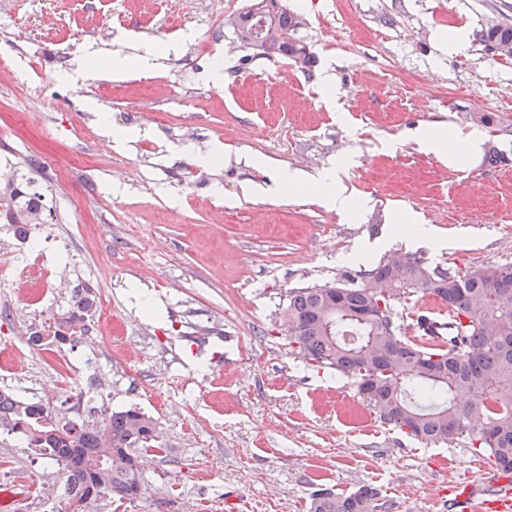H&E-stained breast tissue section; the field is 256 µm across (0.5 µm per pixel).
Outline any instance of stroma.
<instances>
[{
	"label": "stroma",
	"instance_id": "stroma-1",
	"mask_svg": "<svg viewBox=\"0 0 512 512\" xmlns=\"http://www.w3.org/2000/svg\"><path fill=\"white\" fill-rule=\"evenodd\" d=\"M246 3L0 0V153L50 213L34 253L0 223V389L76 419L134 406L157 422L146 493L85 512H310L317 489L362 486L379 493L371 512H448L493 467L381 424L353 378L294 354L283 311L289 289L358 280L393 255L512 263V61L480 38L489 20L512 24V0H288L307 71L236 48L224 17ZM449 30L463 43L442 46ZM149 43L163 48L149 75L62 78L77 52L132 60ZM102 112L138 137L115 145ZM433 124L481 128L500 162L424 153L417 133ZM339 158L369 202L359 218L276 185ZM404 214L437 245L391 236ZM77 287L96 297L93 341L31 345ZM395 308L410 340L421 313L448 318L428 295ZM24 476L36 488L9 512H52L57 465L0 436V489Z\"/></svg>",
	"mask_w": 512,
	"mask_h": 512
}]
</instances>
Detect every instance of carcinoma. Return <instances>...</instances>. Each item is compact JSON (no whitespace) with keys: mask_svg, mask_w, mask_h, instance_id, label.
<instances>
[{"mask_svg":"<svg viewBox=\"0 0 512 512\" xmlns=\"http://www.w3.org/2000/svg\"><path fill=\"white\" fill-rule=\"evenodd\" d=\"M303 25V16L283 0H253L224 17V28L250 56L287 59L300 69L314 64L296 37ZM481 40L494 55L512 60V25L489 24ZM0 218L25 239L46 219L43 194L13 179L5 182ZM368 276L370 287L352 280L289 289L293 350L308 364L353 377L382 422L433 443L459 440L512 476V264L460 273L408 256L382 260ZM415 293L436 297L454 313L439 329L419 319L422 335L444 336L449 346L402 336L394 303ZM96 309L91 289H74L70 310L48 326L53 338L42 339L38 329L31 343L81 341L90 335ZM18 433L35 453L59 466L69 502L137 499L141 455L163 447L156 422L135 407L78 421L0 390V435ZM103 452L112 461L93 464ZM377 496L365 486L349 495L323 489L314 495L311 512H367Z\"/></svg>","mask_w":512,"mask_h":512,"instance_id":"cac0c4a2","label":"carcinoma"}]
</instances>
